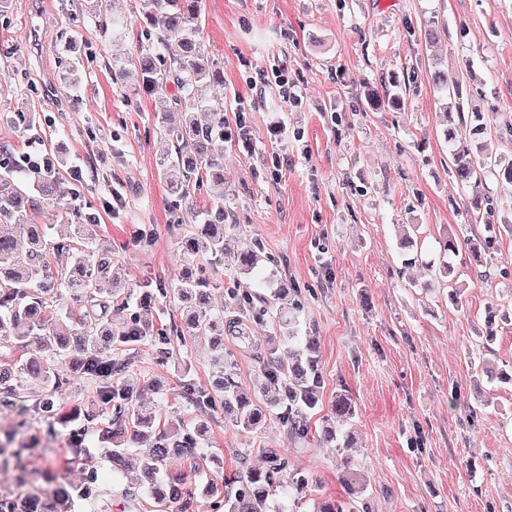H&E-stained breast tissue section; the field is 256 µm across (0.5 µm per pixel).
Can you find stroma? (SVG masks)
Here are the masks:
<instances>
[{
  "label": "stroma",
  "instance_id": "35a3bbf8",
  "mask_svg": "<svg viewBox=\"0 0 512 512\" xmlns=\"http://www.w3.org/2000/svg\"><path fill=\"white\" fill-rule=\"evenodd\" d=\"M140 2L116 0L129 23L111 37L89 18L93 0H10L15 23L0 31V69L10 75L0 115L33 113L40 130L33 137L0 118V144L60 158L82 211L97 217L96 247L119 250L132 285L178 278L182 228L198 223L212 194L207 184L193 205L176 203L159 167L173 147L156 131L153 98L135 69L112 79L113 49L135 52L142 39ZM202 25L209 55L224 64L213 92L224 100V202L236 241L260 242L295 289L301 334L318 339L313 433L342 393L356 407V442L309 441L275 423L245 433L214 412L194 486L219 480L240 452L253 451L257 466V449L279 448L290 476H309L311 499L342 497L353 471L366 481V512H512V386L473 374L484 361L512 370V321L499 324L491 348L478 344L489 307L512 314V278L480 280L468 259L485 225L469 219L471 191L448 172L432 80L440 70L461 83L465 110L497 108L485 150L512 153L501 137L512 124V0H204ZM276 69L287 70L294 105H281ZM392 80L404 110H363L365 90ZM278 154L287 165L274 166ZM401 224L420 225L429 257L440 237L459 238L463 305L448 301L455 283L428 290L422 267L402 270ZM145 228L156 231L148 248L138 241ZM212 354L207 337L174 346L163 364L150 344L136 346L135 382L159 422L198 418L184 385H208ZM157 381L163 394L148 389ZM29 466L77 483L107 461L93 446L72 460L60 437Z\"/></svg>",
  "mask_w": 512,
  "mask_h": 512
}]
</instances>
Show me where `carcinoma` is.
Segmentation results:
<instances>
[{
    "label": "carcinoma",
    "mask_w": 512,
    "mask_h": 512,
    "mask_svg": "<svg viewBox=\"0 0 512 512\" xmlns=\"http://www.w3.org/2000/svg\"><path fill=\"white\" fill-rule=\"evenodd\" d=\"M141 15L162 21V30L146 32L137 52L112 54V78L120 80L129 65L140 71L145 93L158 100L156 130L167 138L174 155L161 161V171L171 195L193 200L192 192L205 181L224 184V103L207 93L223 82L221 67L208 55L203 40V0H141ZM444 104L450 144V172L463 184L484 186L494 178L512 182V156L483 151V138L491 130V112H466L460 85L448 86L435 73ZM398 96L386 91L368 95V105L380 110L392 106ZM208 116L198 120L199 113ZM71 195L54 159L33 155L23 164L14 160L12 149L0 147V406L11 409L26 394L32 417L22 418L17 428L25 439L14 448L0 444V469L25 468L28 458L42 451V443L56 438V426L67 425L77 415L62 400L69 380L55 371V363L68 361L95 383L101 411L107 423L100 425L95 413L84 415L81 427L68 434L73 458H78L90 440L110 444L105 458L109 474L91 473L80 483L49 484L37 494L22 498H0V512H109L106 490L122 484V467L129 455L141 452L140 478L122 488L128 512H140L151 501L157 512H193L186 490V477L170 475L167 464L180 457L191 468L199 467L205 453L199 435L204 423L194 428L160 425L153 407L141 401V392L128 377L130 357L118 354L145 340L154 342L158 358L169 355L170 346L198 336L227 335L242 344L252 342L253 328H268L266 360L247 391L235 379L231 355L213 359L214 378L210 388L198 390L187 384V399L206 415L212 398L218 396L224 422L246 433H258L275 420L288 433L306 438L307 415L319 402L321 376L317 341L299 335V315L290 303L291 292L275 271L267 270L255 243L236 251L226 241L237 229L234 214L224 205V192L210 198L201 220L181 238L185 271L175 282L161 279L139 286L145 301L176 298L185 305L182 323L164 329L148 319L127 316L126 305L133 289L117 287L119 256L92 247L94 220L81 210L64 204L57 216L71 224L67 238L51 236L47 224L31 222L32 213L45 201L57 203ZM458 243L448 235L439 242L437 258L428 271L434 281H446L455 273ZM214 260L238 274L250 277L239 288L224 295L227 310L209 308L216 282L206 263ZM268 283L269 292L260 296L253 284ZM287 341L295 346L288 360L277 355L276 345ZM354 409L344 394L336 395L324 422L321 439L338 441ZM264 465H248L249 454L239 457L237 472L224 477V489L213 483L205 490L214 498L215 512H272V501L283 498L277 512H292L302 503L305 479L285 483L288 458L278 448H263ZM343 499L319 500L309 512H356L354 499L363 495L364 483L354 474L346 479Z\"/></svg>",
    "instance_id": "obj_1"
}]
</instances>
